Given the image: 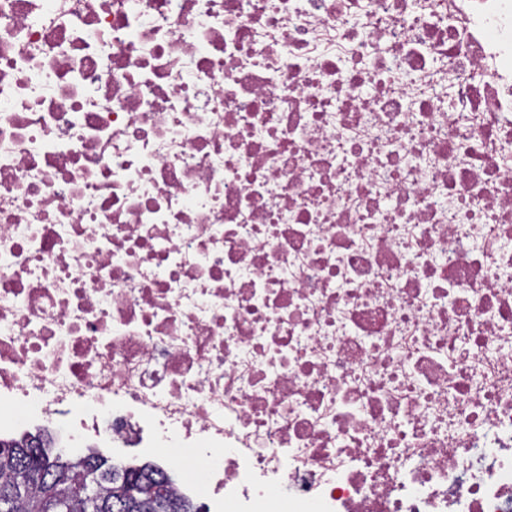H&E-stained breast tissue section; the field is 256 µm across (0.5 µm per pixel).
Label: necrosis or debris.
Listing matches in <instances>:
<instances>
[{
    "label": "necrosis or debris",
    "mask_w": 512,
    "mask_h": 512,
    "mask_svg": "<svg viewBox=\"0 0 512 512\" xmlns=\"http://www.w3.org/2000/svg\"><path fill=\"white\" fill-rule=\"evenodd\" d=\"M209 512H512V0H0V440Z\"/></svg>",
    "instance_id": "necrosis-or-debris-1"
}]
</instances>
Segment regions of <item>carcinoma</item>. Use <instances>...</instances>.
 Here are the masks:
<instances>
[{"label":"carcinoma","mask_w":512,"mask_h":512,"mask_svg":"<svg viewBox=\"0 0 512 512\" xmlns=\"http://www.w3.org/2000/svg\"><path fill=\"white\" fill-rule=\"evenodd\" d=\"M103 464L107 459L89 453L77 459L61 460L42 449V460L34 462L17 442L0 441V500L6 499L9 512H83L81 494L89 468L85 460ZM136 475L140 487L148 493L140 500H124L111 492L113 478ZM174 480L164 469L145 463L137 468L112 467V475L104 479L102 512H160L158 500L179 502L182 512H194L192 503L172 492Z\"/></svg>","instance_id":"obj_1"}]
</instances>
